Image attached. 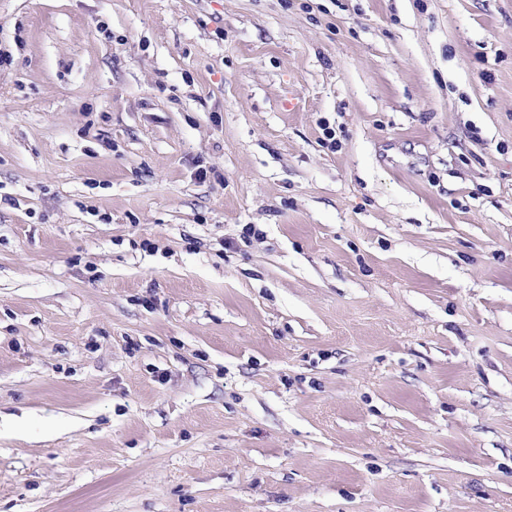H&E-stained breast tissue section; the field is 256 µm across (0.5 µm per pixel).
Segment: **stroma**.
Masks as SVG:
<instances>
[{"label": "stroma", "instance_id": "35a3bbf8", "mask_svg": "<svg viewBox=\"0 0 512 512\" xmlns=\"http://www.w3.org/2000/svg\"><path fill=\"white\" fill-rule=\"evenodd\" d=\"M0 512H512V0H0Z\"/></svg>", "mask_w": 512, "mask_h": 512}]
</instances>
